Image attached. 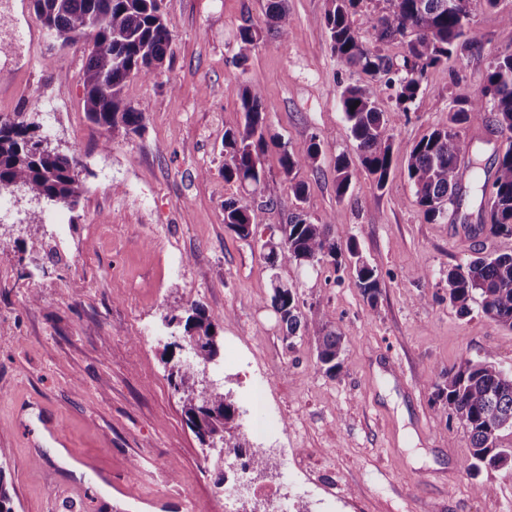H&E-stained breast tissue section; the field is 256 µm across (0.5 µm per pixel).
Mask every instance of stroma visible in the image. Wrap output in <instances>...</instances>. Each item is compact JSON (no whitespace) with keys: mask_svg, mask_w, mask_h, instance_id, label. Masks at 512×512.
Returning <instances> with one entry per match:
<instances>
[{"mask_svg":"<svg viewBox=\"0 0 512 512\" xmlns=\"http://www.w3.org/2000/svg\"><path fill=\"white\" fill-rule=\"evenodd\" d=\"M171 51L125 97L148 103L145 129L106 142L84 110L82 46L44 28L31 0H0V117L46 129L50 145L82 163L77 206H49L9 193L0 219V464L17 512H280L276 500L227 499L203 466L181 391L168 377L180 353L162 320L198 303L219 334L207 377L221 381L244 447L248 429L241 374L263 379L264 399L282 423L251 482L280 489L312 512H512V472L468 474L470 442L433 402L442 371L472 359L512 370V331L479 308L448 301L450 266L476 253H511L512 239L469 232L479 200L464 196L446 220L428 223L403 175L412 147L446 126L454 98L483 85L498 50L512 47L501 12L478 11L480 49L430 69L402 114L379 105L392 128L393 171L384 188L354 166L336 196V158L357 150L339 97L366 84L342 67L320 23L327 0H288V42L266 38L240 54V26L266 24L267 0H163ZM257 87L270 133L321 155L298 177V204L279 164L264 157V194L274 204L258 234L240 239L224 223V202L242 198L221 173L224 131L241 120L244 85ZM305 207L337 236H357L376 270L369 303L350 262L272 273L266 241ZM296 288L305 321L329 320L343 338L339 374L321 370L312 338H287L271 279ZM111 474V487L91 471ZM490 488L477 494L476 486Z\"/></svg>","mask_w":512,"mask_h":512,"instance_id":"35a3bbf8","label":"stroma"}]
</instances>
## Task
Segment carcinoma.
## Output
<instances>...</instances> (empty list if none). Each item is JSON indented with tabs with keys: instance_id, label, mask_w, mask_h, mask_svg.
I'll return each mask as SVG.
<instances>
[{
	"instance_id": "cac0c4a2",
	"label": "carcinoma",
	"mask_w": 512,
	"mask_h": 512,
	"mask_svg": "<svg viewBox=\"0 0 512 512\" xmlns=\"http://www.w3.org/2000/svg\"><path fill=\"white\" fill-rule=\"evenodd\" d=\"M364 0H329L320 23L329 33L331 47L342 65L358 67L369 78L364 85L346 86L339 98L344 119L356 142L361 167L375 176L383 188L392 172L393 133L379 108V98L390 93L403 114L423 90L428 69L448 62L458 52L477 46L470 37L478 10H499L503 0H385L388 7L367 18L374 45L362 40L354 27ZM162 0H34V7L47 30L67 43L91 38L84 49L85 112L105 132L104 144L118 137L140 134L145 128L147 105L133 104L124 96L132 76H151L166 58L171 33L161 9ZM268 29L282 42L291 34L287 0H268ZM240 51H247L262 39V30L252 24L238 29ZM399 41L406 47L403 69L394 67L381 46ZM493 104L492 125L502 138L495 158L493 180L480 177L472 161V141L464 125ZM241 126L224 131V181L263 192L266 170L263 157L269 146L280 149L279 163L288 177L296 200L303 204L307 185L296 179L303 167H313L321 153L314 135L305 153L288 151L278 137H266L265 105L261 91L246 87L242 93ZM37 126L24 120L0 119V191L21 186L35 199L49 204L73 206L82 192L80 161L48 146H41ZM350 160L336 158V195L344 198L350 189ZM416 203L427 221L444 218L447 205L461 200L468 181L481 196L484 219L470 228L475 235L512 239V48L498 52L490 65L484 85L472 96L453 100L448 125L423 136L411 150L404 167ZM272 200L224 201V224L240 238L255 237L262 223L263 209ZM280 235L264 243L270 269L288 264L313 267L325 260L340 265L348 259L355 266L357 285L363 295L375 301L378 279L363 259L355 236L346 243L330 224H315L303 207L280 225ZM448 300L462 314L471 303H480L482 314L512 330V253H489L448 269ZM272 306L286 328V338L299 329L314 340L320 368L328 375L342 367V336L327 322L302 324L296 288L274 286ZM170 323L183 327L182 341L173 342L191 358L180 362L171 373L175 388L183 392L186 422L202 444L217 438L223 448H243L230 423L235 407L224 391L197 381L196 372L219 353L217 327L205 309L195 304ZM435 401L450 410L468 434L470 454L463 468L512 466V447L503 445L506 431L512 432V373L491 362L464 360L439 375L434 384ZM0 512H16L13 494L0 466Z\"/></svg>"
}]
</instances>
